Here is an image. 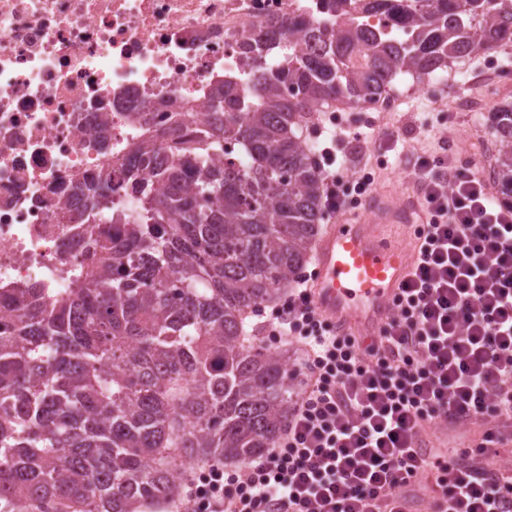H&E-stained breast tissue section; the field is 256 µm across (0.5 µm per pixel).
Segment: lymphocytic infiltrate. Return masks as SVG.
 Here are the masks:
<instances>
[{
	"label": "lymphocytic infiltrate",
	"instance_id": "obj_1",
	"mask_svg": "<svg viewBox=\"0 0 512 512\" xmlns=\"http://www.w3.org/2000/svg\"><path fill=\"white\" fill-rule=\"evenodd\" d=\"M326 210L347 208L353 186L336 168L357 148H326ZM428 216L414 231L413 262L393 314L371 343L336 334L309 288L290 289L272 335L295 338L305 388L272 447L235 472L207 466L209 489L172 512H412L430 487L429 512H512V469L490 466L512 433V208L496 206L484 177L402 144ZM482 424L469 458L449 448L419 457L427 432Z\"/></svg>",
	"mask_w": 512,
	"mask_h": 512
}]
</instances>
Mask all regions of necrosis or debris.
Segmentation results:
<instances>
[{
	"instance_id": "necrosis-or-debris-1",
	"label": "necrosis or debris",
	"mask_w": 512,
	"mask_h": 512,
	"mask_svg": "<svg viewBox=\"0 0 512 512\" xmlns=\"http://www.w3.org/2000/svg\"><path fill=\"white\" fill-rule=\"evenodd\" d=\"M334 26L324 0H0V285L51 302L87 243L74 187L107 179L96 235L135 216L122 171L163 128L204 139L223 81L252 75L269 20Z\"/></svg>"
}]
</instances>
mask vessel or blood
<instances>
[{"label":"vessel or blood","instance_id":"obj_1","mask_svg":"<svg viewBox=\"0 0 512 512\" xmlns=\"http://www.w3.org/2000/svg\"><path fill=\"white\" fill-rule=\"evenodd\" d=\"M414 194L401 201L375 193L361 211L324 225L313 252L310 282L319 311L342 334L375 336L389 320L411 256L388 234L391 224L417 223Z\"/></svg>","mask_w":512,"mask_h":512}]
</instances>
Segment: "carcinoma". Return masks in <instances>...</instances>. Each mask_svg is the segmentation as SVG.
Here are the masks:
<instances>
[{
	"instance_id": "carcinoma-1",
	"label": "carcinoma",
	"mask_w": 512,
	"mask_h": 512,
	"mask_svg": "<svg viewBox=\"0 0 512 512\" xmlns=\"http://www.w3.org/2000/svg\"><path fill=\"white\" fill-rule=\"evenodd\" d=\"M330 0L336 29L310 21L279 69L252 59L224 86L207 139L241 144L247 170L191 171L179 151L138 145L125 169L141 222L96 238L102 186L80 189L92 251L50 305L13 287L0 334V512H157L185 464L246 460L271 447L293 396L288 366L247 335L307 261L323 220V180L298 135L317 106L363 107L400 73L430 77L512 43V0H369L400 15L395 38L356 25ZM267 32L293 37L289 18ZM492 180L512 196V103L493 113ZM217 197V208L202 201Z\"/></svg>"
}]
</instances>
